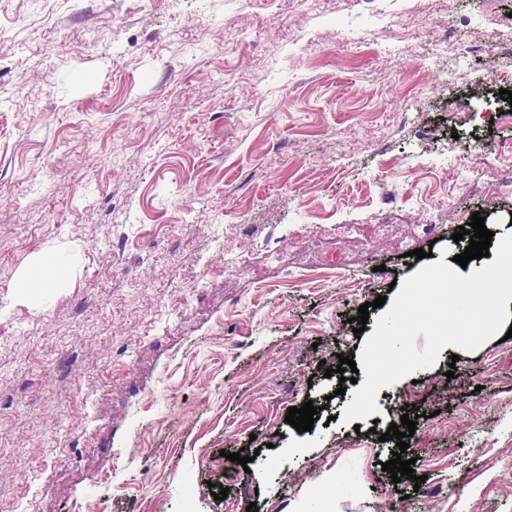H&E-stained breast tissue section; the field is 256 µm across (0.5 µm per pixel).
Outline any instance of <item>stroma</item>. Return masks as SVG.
<instances>
[{
	"label": "stroma",
	"mask_w": 512,
	"mask_h": 512,
	"mask_svg": "<svg viewBox=\"0 0 512 512\" xmlns=\"http://www.w3.org/2000/svg\"><path fill=\"white\" fill-rule=\"evenodd\" d=\"M496 30L512 0H0V512H512V338L445 346L355 424L365 375L332 373L411 250L458 255L476 211L512 235ZM411 405L445 496L382 469Z\"/></svg>",
	"instance_id": "obj_1"
}]
</instances>
